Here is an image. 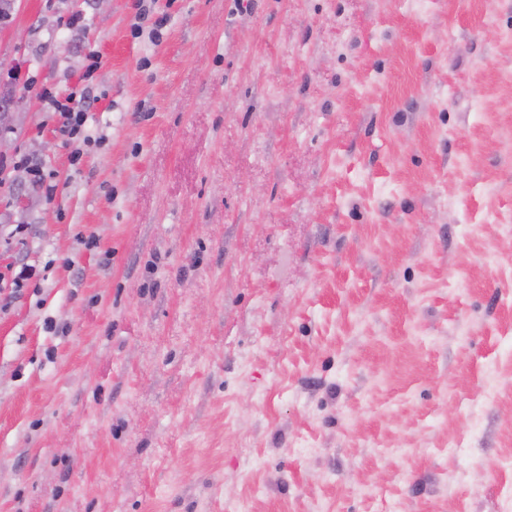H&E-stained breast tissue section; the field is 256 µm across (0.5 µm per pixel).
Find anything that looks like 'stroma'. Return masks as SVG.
<instances>
[{"mask_svg": "<svg viewBox=\"0 0 512 512\" xmlns=\"http://www.w3.org/2000/svg\"><path fill=\"white\" fill-rule=\"evenodd\" d=\"M142 8L0 22V512H505L512 0ZM92 101H95V96H91V90L87 87L77 101L76 107L68 104L58 106L60 115L58 130L61 136L72 139L80 132L85 121L86 109Z\"/></svg>", "mask_w": 512, "mask_h": 512, "instance_id": "1", "label": "stroma"}]
</instances>
